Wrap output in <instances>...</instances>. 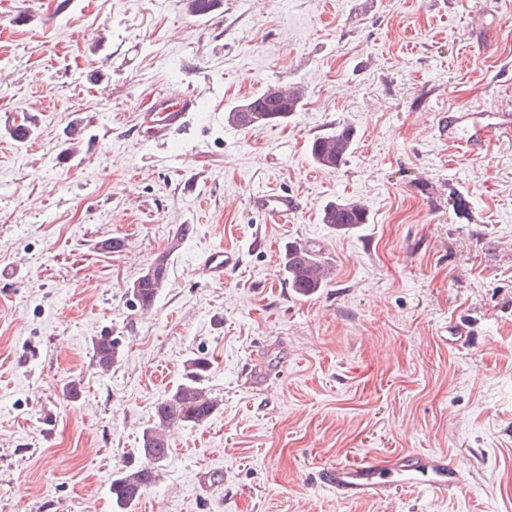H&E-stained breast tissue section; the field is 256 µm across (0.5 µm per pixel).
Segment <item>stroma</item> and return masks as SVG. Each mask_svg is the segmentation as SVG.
<instances>
[{
  "mask_svg": "<svg viewBox=\"0 0 512 512\" xmlns=\"http://www.w3.org/2000/svg\"><path fill=\"white\" fill-rule=\"evenodd\" d=\"M271 85L302 87L301 111L225 123ZM175 93L197 112L144 141L137 113ZM448 109L511 127L469 151L440 137ZM339 125L355 150L319 168L309 144ZM270 191L300 199L287 223L253 205ZM338 199L368 224H322ZM308 241L336 276L302 297L282 256ZM218 246L239 264L214 283ZM163 256L141 310L128 288ZM102 335L123 350L108 372ZM195 357L220 404L170 429L154 512H512V0H220L205 18L186 0H0V512H113ZM417 450L455 460L461 487L352 501L317 482ZM238 265V258L234 253L224 249H214L204 255L200 266L205 276L212 282L224 281L226 274ZM119 341L112 336H99L92 342L93 358L98 368L108 372L119 362L121 357Z\"/></svg>",
  "mask_w": 512,
  "mask_h": 512,
  "instance_id": "35a3bbf8",
  "label": "stroma"
}]
</instances>
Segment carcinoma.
I'll use <instances>...</instances> for the list:
<instances>
[{
  "label": "carcinoma",
  "instance_id": "cac0c4a2",
  "mask_svg": "<svg viewBox=\"0 0 512 512\" xmlns=\"http://www.w3.org/2000/svg\"><path fill=\"white\" fill-rule=\"evenodd\" d=\"M219 0H187L188 11L196 16L213 12ZM303 91L292 88L288 97L277 104L266 100V92L248 100L259 112H238L232 108L226 113L227 124L248 128L281 123L301 110ZM356 135L349 126L335 129L315 137L309 144L312 161L320 168L339 169L352 153ZM321 221L338 232H348L368 223L366 208L354 200L327 202L321 213ZM284 269L288 283L302 296H310L328 286L335 278V268L322 252L306 245L290 243L284 252ZM168 283V259L163 256L153 264L150 277H138L130 287L131 295L143 310H148ZM93 358L98 368L108 372L121 357L119 341L110 336H99L92 342ZM209 363L203 358L186 361L180 384L160 401L154 410V422L142 432L139 453L144 463L120 472L112 479L110 493L115 512H129L131 506L157 479V466L169 455V443L165 435L171 425L199 426L215 412L219 400L205 386Z\"/></svg>",
  "mask_w": 512,
  "mask_h": 512
}]
</instances>
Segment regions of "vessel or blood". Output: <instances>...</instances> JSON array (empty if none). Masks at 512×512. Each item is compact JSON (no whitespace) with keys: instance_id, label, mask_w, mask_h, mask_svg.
Here are the masks:
<instances>
[{"instance_id":"vessel-or-blood-1","label":"vessel or blood","mask_w":512,"mask_h":512,"mask_svg":"<svg viewBox=\"0 0 512 512\" xmlns=\"http://www.w3.org/2000/svg\"><path fill=\"white\" fill-rule=\"evenodd\" d=\"M196 107L197 101L190 95L178 99L158 96L148 110L138 113V132L148 141L167 144L171 134L185 125ZM463 125L470 130L464 141L468 147L485 140L496 128L495 123L488 121L486 114L465 112L441 120L439 133L452 139ZM253 202L277 223L287 222L298 209L297 198L288 194L267 192L254 197ZM237 264L235 254L214 249L204 255L200 266L210 281L220 283ZM318 478L337 497L358 501L383 497L395 487L415 489L424 486L445 492L460 485L462 473L446 454L435 451L405 453L397 467L387 472L380 471L368 461L355 465H331L322 468Z\"/></svg>"}]
</instances>
